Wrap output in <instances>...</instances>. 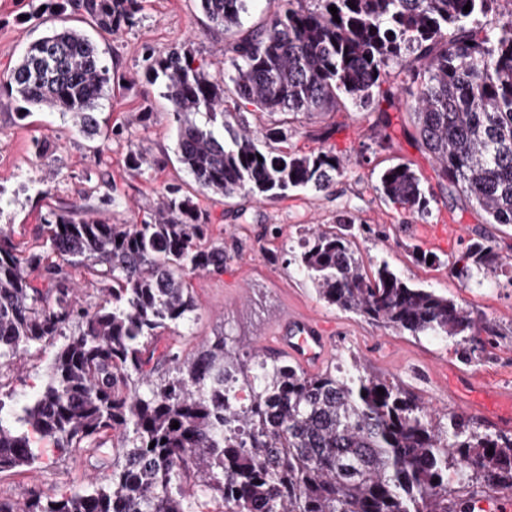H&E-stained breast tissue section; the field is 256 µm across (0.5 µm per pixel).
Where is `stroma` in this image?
I'll use <instances>...</instances> for the list:
<instances>
[{
  "label": "stroma",
  "mask_w": 512,
  "mask_h": 512,
  "mask_svg": "<svg viewBox=\"0 0 512 512\" xmlns=\"http://www.w3.org/2000/svg\"><path fill=\"white\" fill-rule=\"evenodd\" d=\"M47 0H0V74L47 28L83 27L80 14L60 11L33 16ZM96 41L111 74L118 76L112 97L98 117L102 130L112 133L110 144L79 135L57 112H27L24 102L0 91V229L25 248L40 247L44 220L62 204L94 207L102 219L138 224L150 219L160 193L170 184L182 186L210 216V234L224 241V269L189 275L187 285L196 301V319L186 326L161 329L162 344L191 354L204 341L229 332L235 348L274 355V335L280 320L300 314L319 319L336 338L330 365L361 366L365 373L387 379L421 397L436 418L469 414L481 428L490 422L483 413L465 412L445 382L454 368L484 378L489 395L512 393V269L496 281L466 288L449 262L465 240L487 237L502 255L512 256V226L485 223L481 213L459 195L449 194L432 158L411 137V121L402 104L388 112L391 146L362 121L353 106L306 121L284 113L270 114L240 104L252 129L273 124L291 127L286 149L331 151L348 163L344 177L329 190H295L287 197L256 202L239 196L221 198L197 191L189 172L174 153V120L161 83L149 82V54L172 49L221 69L224 47L231 36L210 29L196 0H142L134 25ZM146 149L147 164L131 173L127 153ZM41 158H34L35 147ZM408 161L432 194L427 215L404 210L379 198L381 172ZM114 198L111 206L103 198ZM353 208L370 233L357 236L353 248L364 263L385 258L407 282L431 288L454 299L476 321L474 351L461 361L452 340L411 336L376 326L353 313L328 306L298 270L292 256L312 230L331 229L342 208ZM450 219L462 228L461 240L447 247L432 245L436 224ZM50 351L31 348L16 365L0 373V387L12 400L25 404L46 380ZM41 464L0 473V497L24 502L32 495L58 498L111 476V467H97L85 451L62 454L44 441Z\"/></svg>",
  "instance_id": "obj_1"
}]
</instances>
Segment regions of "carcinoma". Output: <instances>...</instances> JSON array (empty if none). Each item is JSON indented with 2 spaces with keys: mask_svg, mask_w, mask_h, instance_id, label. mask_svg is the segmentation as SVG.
<instances>
[{
  "mask_svg": "<svg viewBox=\"0 0 512 512\" xmlns=\"http://www.w3.org/2000/svg\"><path fill=\"white\" fill-rule=\"evenodd\" d=\"M199 2L215 29L237 34L224 51L228 73L177 50L150 65L152 81L164 80L179 161L198 190L270 200L329 189L345 175L336 155L278 152L270 143L288 141V130L255 134L224 99L307 118L335 111L343 98L372 127L387 128L381 103L394 94L380 87L397 65L415 137L448 189L486 223L512 225V11L480 26L499 0H277L272 18L249 29L251 0ZM67 6L110 34L134 24L141 0L60 3ZM0 84L37 111L69 117L88 138L102 134L110 70L80 30L54 28L29 44ZM377 191L430 212L432 196L408 163L387 168ZM357 221L345 209L338 229L302 244L298 269L319 296L371 324L456 339L469 361L475 320L453 299L408 284L384 259L365 267L352 249L354 230L365 229ZM45 224L38 250L0 233V367L66 337L23 415L6 414L0 401V472L42 460L37 434L60 453L95 444L100 461L112 455V478L58 499L35 494L22 506L0 499V512H192L189 474L220 495L224 512H475L478 492L468 482L512 492V437L479 432L463 417L444 426L421 400L354 364L308 375L285 360L241 356L224 334L186 357L159 349L158 330L197 309L186 278L224 269V243L180 187L166 186L142 224L96 219L80 206ZM450 265L464 287H480L512 258L480 237ZM70 268L96 277L95 306L75 296ZM73 324L78 332L66 335ZM228 380L248 402L224 391Z\"/></svg>",
  "mask_w": 512,
  "mask_h": 512,
  "instance_id": "1",
  "label": "carcinoma"
}]
</instances>
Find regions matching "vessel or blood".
<instances>
[{
	"label": "vessel or blood",
	"instance_id": "1",
	"mask_svg": "<svg viewBox=\"0 0 512 512\" xmlns=\"http://www.w3.org/2000/svg\"><path fill=\"white\" fill-rule=\"evenodd\" d=\"M276 348L309 371L318 370L328 361L333 341L315 318L296 315L283 319L276 331Z\"/></svg>",
	"mask_w": 512,
	"mask_h": 512
}]
</instances>
